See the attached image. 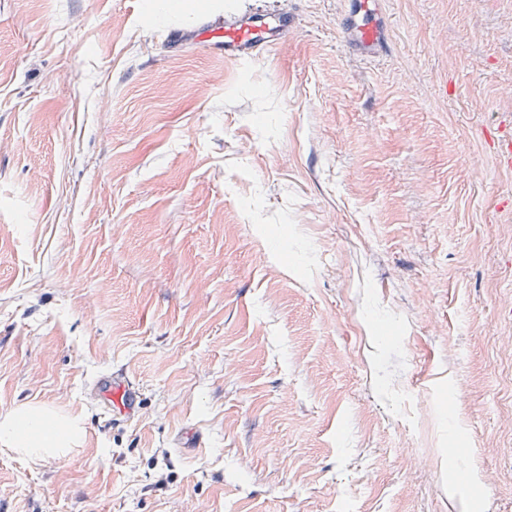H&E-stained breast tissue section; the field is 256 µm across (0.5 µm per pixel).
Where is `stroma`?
<instances>
[{"label": "stroma", "mask_w": 512, "mask_h": 512, "mask_svg": "<svg viewBox=\"0 0 512 512\" xmlns=\"http://www.w3.org/2000/svg\"><path fill=\"white\" fill-rule=\"evenodd\" d=\"M167 2L0 0V416L82 425L0 512H512V0H378L376 63L348 0ZM350 10L343 22V32L363 50L365 59L384 56L387 44L382 35L377 0H348ZM295 20L272 9L224 12L193 26L171 28L170 42L203 41L224 47V55L238 61L258 57L269 46L288 37ZM94 390L104 405L111 411L131 416L140 409V390L136 383L121 373L100 377Z\"/></svg>", "instance_id": "stroma-1"}]
</instances>
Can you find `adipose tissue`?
<instances>
[{
  "label": "adipose tissue",
  "mask_w": 512,
  "mask_h": 512,
  "mask_svg": "<svg viewBox=\"0 0 512 512\" xmlns=\"http://www.w3.org/2000/svg\"><path fill=\"white\" fill-rule=\"evenodd\" d=\"M79 432L77 419L39 406L20 408L0 418V445L29 459L63 455Z\"/></svg>",
  "instance_id": "ef3b65f1"
}]
</instances>
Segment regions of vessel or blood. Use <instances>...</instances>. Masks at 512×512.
Instances as JSON below:
<instances>
[{
  "label": "vessel or blood",
  "mask_w": 512,
  "mask_h": 512,
  "mask_svg": "<svg viewBox=\"0 0 512 512\" xmlns=\"http://www.w3.org/2000/svg\"><path fill=\"white\" fill-rule=\"evenodd\" d=\"M349 2L350 10L343 22L344 33L361 47L364 58L384 56L387 45L376 0ZM294 24V19L287 14L272 9H250L227 12L192 26L170 29L168 39L178 43L203 41L220 45L226 56L247 61L285 39ZM94 390L109 410L131 416L140 408V390L126 375L112 373L100 377Z\"/></svg>",
  "instance_id": "obj_1"
}]
</instances>
